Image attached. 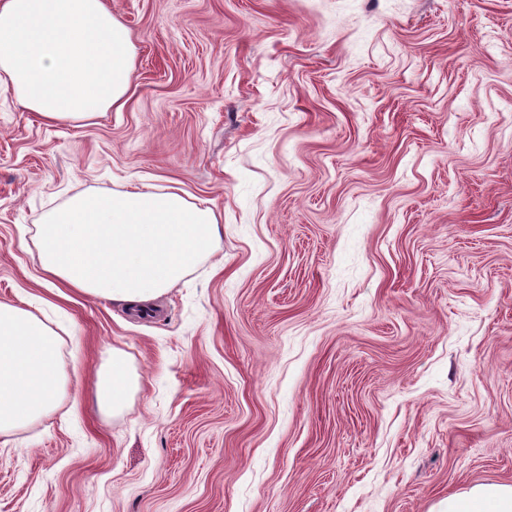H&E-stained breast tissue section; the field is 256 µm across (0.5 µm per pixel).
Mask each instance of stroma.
I'll list each match as a JSON object with an SVG mask.
<instances>
[{"label":"stroma","mask_w":512,"mask_h":512,"mask_svg":"<svg viewBox=\"0 0 512 512\" xmlns=\"http://www.w3.org/2000/svg\"><path fill=\"white\" fill-rule=\"evenodd\" d=\"M122 110L0 83V302L70 397L0 435V512H430L512 484V0H108ZM221 245L142 318L42 282L39 224L132 189ZM125 355L115 413L95 370ZM138 385L137 378L130 373L122 353L113 351L112 362L100 369L93 383L96 402L103 412L122 407L131 390Z\"/></svg>","instance_id":"1"}]
</instances>
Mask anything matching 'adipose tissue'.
Masks as SVG:
<instances>
[{
  "mask_svg": "<svg viewBox=\"0 0 512 512\" xmlns=\"http://www.w3.org/2000/svg\"><path fill=\"white\" fill-rule=\"evenodd\" d=\"M134 46L106 0H0V82L47 122H78L122 108ZM220 240L211 210L174 193L85 195L37 231L50 279L113 303L146 308ZM68 376L57 332L29 309L0 302V434L51 416ZM138 384L122 353L93 383L102 411L120 409ZM436 512H512V485H475Z\"/></svg>",
  "mask_w": 512,
  "mask_h": 512,
  "instance_id": "ef3b65f1",
  "label": "adipose tissue"
}]
</instances>
